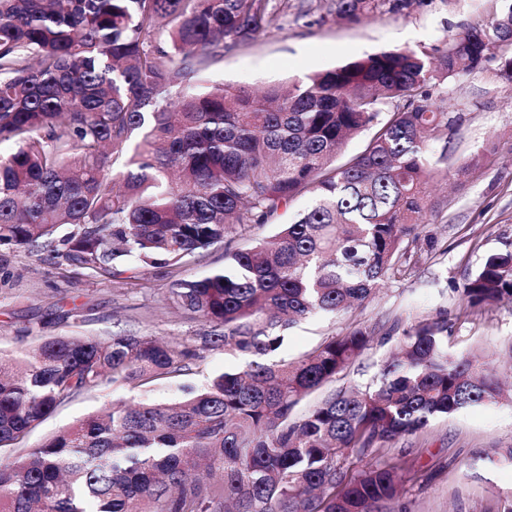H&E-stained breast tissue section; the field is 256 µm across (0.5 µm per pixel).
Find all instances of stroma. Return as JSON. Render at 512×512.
I'll use <instances>...</instances> for the list:
<instances>
[{
    "label": "stroma",
    "instance_id": "35a3bbf8",
    "mask_svg": "<svg viewBox=\"0 0 512 512\" xmlns=\"http://www.w3.org/2000/svg\"><path fill=\"white\" fill-rule=\"evenodd\" d=\"M499 0H416L401 13L381 5L360 22L336 19L313 0H288L279 26L263 31L252 45L226 51L209 72L213 83L251 91L320 72L366 55L411 49L442 54L450 34L481 27L498 11ZM434 98L459 122L426 157L441 172L425 187L428 210L416 228L418 246L429 249L425 265L386 280L362 308L301 320L287 332L281 357L292 359L321 342L359 328H375V340L334 388L366 385L379 361L394 347L388 332L445 310L448 349L475 352L503 376H512V303L472 308L462 284L483 257L512 246V81L498 59L436 85ZM217 246L173 269L148 270L130 281L94 277L61 255L0 247V351L35 346L39 337H94L134 333L173 342L207 332L201 320L175 312L169 290L179 279L194 280L223 266ZM229 351H206L202 361L172 381L142 387L107 383L60 405L25 439L32 448L116 400L163 402L199 388L210 377L244 365ZM512 447V405L489 404L439 418L425 429L394 441L388 454L405 478L400 499L406 512H503L512 490V467L492 466L480 456Z\"/></svg>",
    "mask_w": 512,
    "mask_h": 512
}]
</instances>
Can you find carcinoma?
Returning a JSON list of instances; mask_svg holds the SVG:
<instances>
[{"label": "carcinoma", "instance_id": "obj_1", "mask_svg": "<svg viewBox=\"0 0 512 512\" xmlns=\"http://www.w3.org/2000/svg\"><path fill=\"white\" fill-rule=\"evenodd\" d=\"M381 2L402 12L411 0L317 8L356 22ZM502 2L435 60L382 51L257 95L205 76L278 22L269 0H0V144L14 145L0 153V246L132 279L224 245V267L170 290L174 308L209 326L198 344L48 337L0 354V453L105 383L169 380L205 350L251 358L174 400L107 404L0 461V512H397L386 445L499 402L495 372L448 353L440 311L403 330L365 387L298 416L374 331L274 356L292 324L357 309L399 267L424 261L410 247L435 173L424 134L455 123L432 88L497 54L512 79V0ZM370 126L364 150L336 163ZM306 192L312 203L292 221L230 247L237 229L270 223ZM461 293L474 308L512 299V249L488 253ZM351 455L374 461L347 481Z\"/></svg>", "mask_w": 512, "mask_h": 512}]
</instances>
